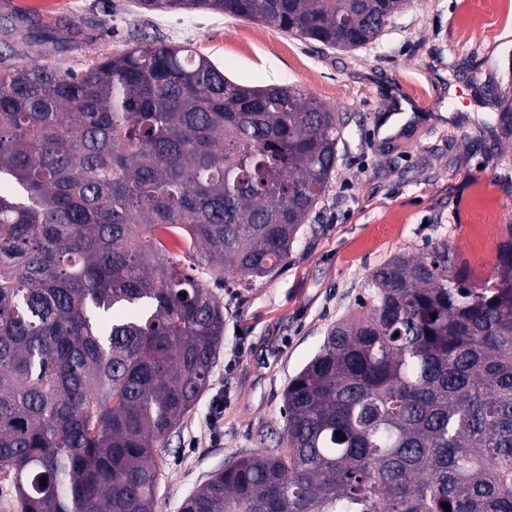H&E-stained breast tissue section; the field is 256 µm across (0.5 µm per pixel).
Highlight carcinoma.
Listing matches in <instances>:
<instances>
[{
	"label": "carcinoma",
	"mask_w": 512,
	"mask_h": 512,
	"mask_svg": "<svg viewBox=\"0 0 512 512\" xmlns=\"http://www.w3.org/2000/svg\"><path fill=\"white\" fill-rule=\"evenodd\" d=\"M410 0H138L375 42ZM0 56V474L20 512H154L165 447L205 390L224 306L288 258L344 122L246 86L188 44L48 63L79 30L25 19ZM180 229L192 248L156 237ZM495 274L440 242L365 277L284 391L283 446L239 456L181 512H512V224ZM46 485H41V481ZM450 510H445L443 504Z\"/></svg>",
	"instance_id": "cac0c4a2"
}]
</instances>
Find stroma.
Listing matches in <instances>:
<instances>
[{
	"mask_svg": "<svg viewBox=\"0 0 512 512\" xmlns=\"http://www.w3.org/2000/svg\"><path fill=\"white\" fill-rule=\"evenodd\" d=\"M82 20L84 68L139 39L192 44L244 85H291L346 122L328 193L286 263L250 287H216L224 342L198 403L161 455L155 512L229 459L277 447L283 392L364 277L398 253L447 242L475 280L494 273L512 224V0H411L382 37L330 49L277 27L205 11L146 14L135 0H0V55L24 59L16 18Z\"/></svg>",
	"mask_w": 512,
	"mask_h": 512,
	"instance_id": "stroma-1",
	"label": "stroma"
}]
</instances>
